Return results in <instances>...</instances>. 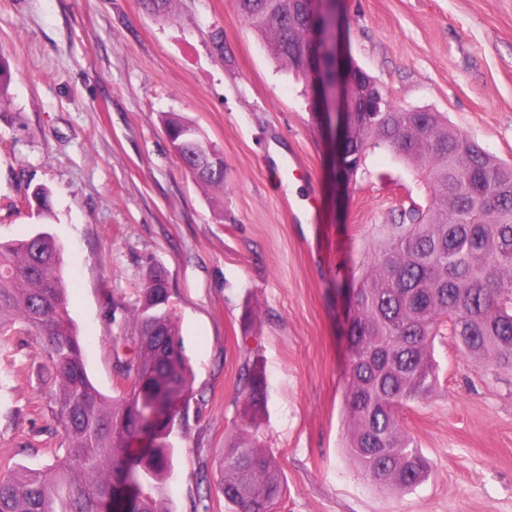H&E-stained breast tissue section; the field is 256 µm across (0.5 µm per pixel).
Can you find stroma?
<instances>
[{
    "mask_svg": "<svg viewBox=\"0 0 512 512\" xmlns=\"http://www.w3.org/2000/svg\"><path fill=\"white\" fill-rule=\"evenodd\" d=\"M341 54L405 108L447 115L512 163V0H336ZM0 52L14 72L0 109V240L39 230L61 243L88 376L115 397L114 342L154 270L192 370L186 419L158 492L162 512H235L215 482L240 435L271 449L287 484L273 512H512V370L482 372L438 337L439 384L402 414L430 461L413 490L373 488L347 458L348 293L378 224L426 204L384 149L349 185L312 112L311 88L272 59L233 0H0ZM221 152L223 188L196 182L168 118ZM50 195L39 216L34 190ZM265 371L262 416L240 432V372ZM34 337L0 342V464L40 466L60 429Z\"/></svg>",
    "mask_w": 512,
    "mask_h": 512,
    "instance_id": "1",
    "label": "stroma"
}]
</instances>
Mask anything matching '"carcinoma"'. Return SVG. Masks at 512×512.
I'll return each mask as SVG.
<instances>
[{"label":"carcinoma","mask_w":512,"mask_h":512,"mask_svg":"<svg viewBox=\"0 0 512 512\" xmlns=\"http://www.w3.org/2000/svg\"><path fill=\"white\" fill-rule=\"evenodd\" d=\"M247 26L288 73L313 83L307 57L311 33L336 37V0H236ZM9 61L0 54V108L8 102ZM352 99L374 101L345 129L342 180H352L368 151L384 147L412 167L427 204L409 223L384 224L359 265L346 377V452L365 480L382 490L422 483L430 466L403 428L401 412L429 399L437 385L436 337L447 330L485 370L512 369V164L488 155L441 113L404 108L366 76L349 87ZM178 157L206 187H224V159L195 125L168 124ZM40 238L0 241V338L29 334L47 354L61 441L52 462L0 475V512H161L157 482L175 453L176 401L189 388L170 295L149 281L131 336L132 356L117 360L129 382L116 399L92 385L68 310L61 246ZM242 427L266 404L262 369L244 361ZM173 418L158 426L154 446L132 453L135 417L158 399ZM217 485L239 512H272L286 486L270 451L243 439L224 449Z\"/></svg>","instance_id":"cac0c4a2"}]
</instances>
